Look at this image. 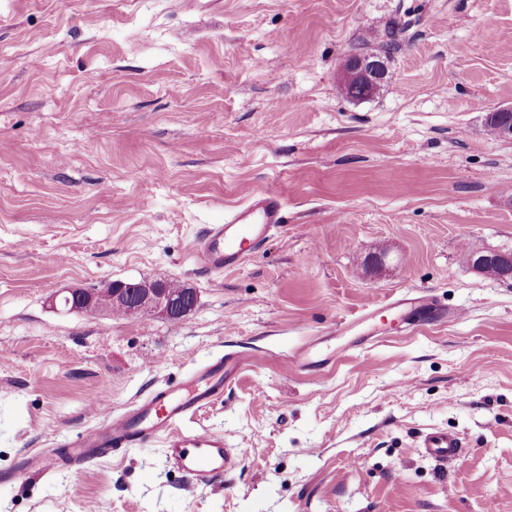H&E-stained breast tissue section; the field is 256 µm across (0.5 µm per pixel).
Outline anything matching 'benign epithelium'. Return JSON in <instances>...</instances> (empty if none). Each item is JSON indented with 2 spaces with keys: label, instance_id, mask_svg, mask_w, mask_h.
<instances>
[{
  "label": "benign epithelium",
  "instance_id": "1",
  "mask_svg": "<svg viewBox=\"0 0 512 512\" xmlns=\"http://www.w3.org/2000/svg\"><path fill=\"white\" fill-rule=\"evenodd\" d=\"M387 76V66L380 56L355 53L345 60L342 80L365 82L377 88L386 81ZM78 296L90 305L96 301L94 290L65 289L60 292L59 306L67 312L76 310L74 302ZM196 303V294L190 293L184 297L172 294L164 280L155 281L154 286L149 289L137 291L123 282H117L112 284L108 304L100 307L98 312H110L112 308L120 307L129 315L150 312L168 320L176 312L189 313L195 308Z\"/></svg>",
  "mask_w": 512,
  "mask_h": 512
}]
</instances>
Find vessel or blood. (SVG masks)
I'll return each instance as SVG.
<instances>
[{
    "label": "vessel or blood",
    "mask_w": 512,
    "mask_h": 512,
    "mask_svg": "<svg viewBox=\"0 0 512 512\" xmlns=\"http://www.w3.org/2000/svg\"><path fill=\"white\" fill-rule=\"evenodd\" d=\"M284 208V198L277 191L266 189L228 209L223 223L205 226L193 253L195 264L214 272L239 266L283 224ZM385 308L408 324L419 316L443 323L452 316L451 311L423 290L410 289L384 304L369 302L358 317L339 327L338 334L353 343L377 341L380 332L372 320ZM338 355L332 337L317 336L295 355L294 364L316 376ZM235 363V358L221 356L139 400L129 411L86 429L68 447L69 465L80 471L102 458L105 450L126 451L157 441L167 460L187 477L188 490L223 478L244 461L246 449L227 447L223 435L209 430L188 431L183 424L197 410L215 402ZM420 446L426 454L443 462L458 458L463 448L455 435L437 432L427 434Z\"/></svg>",
    "instance_id": "vessel-or-blood-1"
}]
</instances>
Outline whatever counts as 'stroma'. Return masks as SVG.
I'll list each match as a JSON object with an SVG mask.
<instances>
[{"instance_id": "obj_1", "label": "stroma", "mask_w": 512, "mask_h": 512, "mask_svg": "<svg viewBox=\"0 0 512 512\" xmlns=\"http://www.w3.org/2000/svg\"><path fill=\"white\" fill-rule=\"evenodd\" d=\"M380 53L373 95L343 61ZM512 0H0V512H512ZM275 188L286 222L233 269L201 229ZM166 278L195 309L90 316L62 288ZM459 319L291 364L367 301ZM244 365L191 427L250 453L190 493L160 446L15 481L29 454L198 366ZM452 432L461 457L422 453ZM387 76V66L380 56L355 53L345 60L342 76L344 82L353 83L340 85L339 90L347 98L365 99L373 95L370 92L369 85L373 88L380 87L386 81ZM336 335L316 336L294 356L293 363L297 368L318 376L321 370L336 361L338 347L333 345Z\"/></svg>"}]
</instances>
